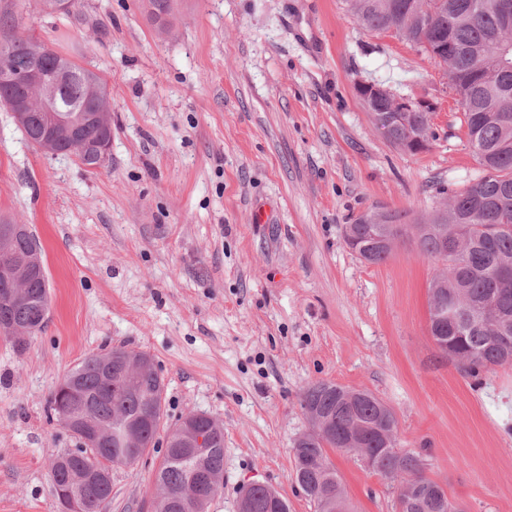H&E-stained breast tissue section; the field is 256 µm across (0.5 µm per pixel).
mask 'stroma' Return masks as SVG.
I'll return each instance as SVG.
<instances>
[{"label":"stroma","mask_w":512,"mask_h":512,"mask_svg":"<svg viewBox=\"0 0 512 512\" xmlns=\"http://www.w3.org/2000/svg\"><path fill=\"white\" fill-rule=\"evenodd\" d=\"M21 32L99 73L112 147L97 170L43 154L0 106V218L39 239L51 306L15 350L0 337V512H59L51 459L75 438L50 416L59 381L122 346L151 354L167 435L188 413L224 425V488L254 482L314 512L293 482L309 423L302 390H366L398 420V445L464 512H512V365L472 377L437 350L428 286L440 265L404 238L371 264L346 224L378 209L414 222L480 173L443 69L343 0H177L159 33L144 0H76ZM434 103V138L410 154L370 121L357 86ZM162 448L112 469L107 512H151ZM353 512H394L398 490L332 454Z\"/></svg>","instance_id":"35a3bbf8"}]
</instances>
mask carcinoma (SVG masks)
Instances as JSON below:
<instances>
[{"label":"carcinoma","mask_w":512,"mask_h":512,"mask_svg":"<svg viewBox=\"0 0 512 512\" xmlns=\"http://www.w3.org/2000/svg\"><path fill=\"white\" fill-rule=\"evenodd\" d=\"M349 14L368 33H390L427 54L444 68L462 112L467 144L484 175L452 195L419 224L401 223L398 213L362 214L353 227L379 224L395 241L411 234L426 257L444 271L429 284V333L448 342L444 354L472 375L483 369L512 364V0H345ZM14 13L0 12V52L12 69H34L65 76L54 105L77 113L105 80L44 43L14 30ZM26 96L21 85L0 87V104ZM376 124L395 125L390 143L403 149L409 134L430 128L431 112L416 104L405 111L392 109L389 94L383 101L361 96ZM457 241L445 253L441 240ZM364 260L381 263L394 247L383 249L360 242ZM23 262L42 252L32 231L16 234L8 221L0 223V248ZM50 311L45 268L27 282L26 301L0 305V333L22 349L45 327ZM28 335L18 338L16 327ZM112 373L105 376L100 361L107 354L84 358L69 371L49 399L50 414L66 413L112 432L78 457L58 453L50 462L51 480L83 476L74 492L86 512H103L112 485L99 478L101 461L130 466L155 445L164 418L165 384L161 375L139 368L138 353L114 347ZM299 405L310 427L293 448V481L314 504L315 512H349L343 484L330 453H351V431L361 430L363 446L372 449L370 469L398 488L396 512H462L445 488L424 475L421 452L402 449L397 441L393 410L368 391L353 390L329 381L309 384ZM211 440L205 455L196 451V435ZM154 486L163 490L162 512H207L209 501L224 486V426L208 417L194 425L180 423L167 436V447L155 474ZM251 512H289L288 500L264 486L252 494Z\"/></svg>","instance_id":"carcinoma-1"}]
</instances>
